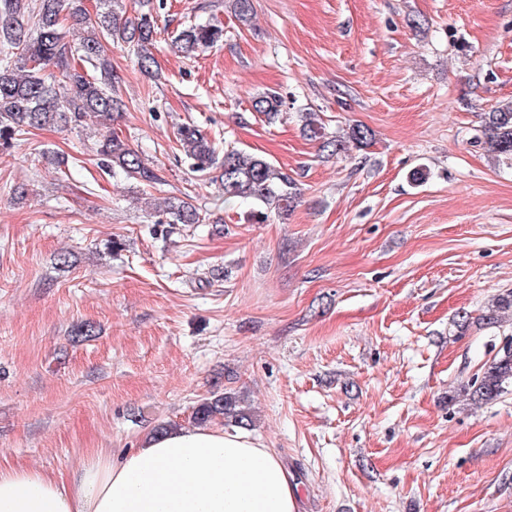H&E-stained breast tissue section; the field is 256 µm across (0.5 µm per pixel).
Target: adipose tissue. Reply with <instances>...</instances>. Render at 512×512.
Returning <instances> with one entry per match:
<instances>
[{
  "label": "adipose tissue",
  "mask_w": 512,
  "mask_h": 512,
  "mask_svg": "<svg viewBox=\"0 0 512 512\" xmlns=\"http://www.w3.org/2000/svg\"><path fill=\"white\" fill-rule=\"evenodd\" d=\"M0 512H299V488L246 431L178 427L89 456L68 483L0 467Z\"/></svg>",
  "instance_id": "obj_1"
}]
</instances>
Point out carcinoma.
<instances>
[{
  "label": "carcinoma",
  "instance_id": "cac0c4a2",
  "mask_svg": "<svg viewBox=\"0 0 512 512\" xmlns=\"http://www.w3.org/2000/svg\"><path fill=\"white\" fill-rule=\"evenodd\" d=\"M119 0H97L94 24L87 25L83 0H0V139L9 142L18 134L46 127H77L92 115L105 128L96 147L100 169L113 176L151 185L160 181L155 169L144 162L128 143L112 133L114 114L122 107L115 87L121 76L113 68L108 45H127L136 51L137 64L151 71L154 58L150 46L158 34L154 17L142 11L135 17L116 10ZM230 8L242 23L251 20L253 0H230ZM83 28L78 47L68 46L65 21ZM224 39V28L203 22L183 28L174 37L178 52L193 56ZM79 59L91 65L90 75L76 68ZM283 99L272 90L253 99L252 110L272 118L281 111ZM304 136L319 144V151L333 155L343 146L340 139L324 137L316 113L301 115ZM346 138L358 147L372 139L371 130L352 124ZM177 142L191 169L201 173L224 191V202H251L267 213H285L300 202L295 179L261 156L226 149L219 155L217 144L194 125L179 127ZM474 142L495 158L512 163V101L499 103L482 114ZM160 224H201L204 216L194 204L169 197L164 207L154 210ZM512 315V291L493 300L480 320L495 324L502 315ZM512 389V345L483 366L463 393L474 403L493 401ZM238 428L252 426L251 414L239 407L232 393L214 395L201 402L194 419L204 424L213 419Z\"/></svg>",
  "mask_w": 512,
  "mask_h": 512
}]
</instances>
